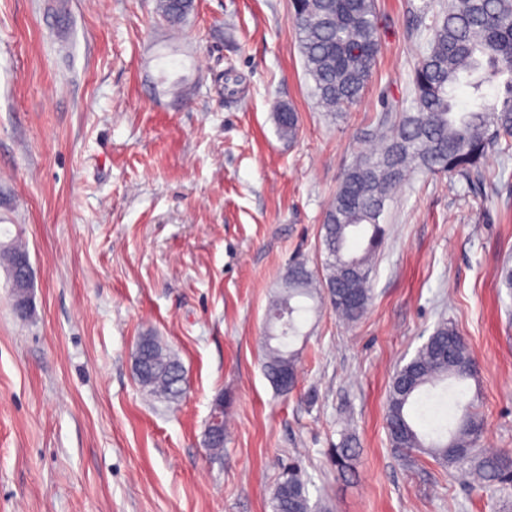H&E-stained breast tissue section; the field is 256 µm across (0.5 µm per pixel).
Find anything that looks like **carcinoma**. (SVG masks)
Segmentation results:
<instances>
[{
    "label": "carcinoma",
    "instance_id": "obj_1",
    "mask_svg": "<svg viewBox=\"0 0 512 512\" xmlns=\"http://www.w3.org/2000/svg\"><path fill=\"white\" fill-rule=\"evenodd\" d=\"M290 21L308 75L321 106L328 112L357 103L372 78L380 50L375 0H291ZM193 0H158V10L172 25L192 11ZM505 78L504 91L492 99L485 88ZM410 107L392 122L379 118L380 148L358 156L344 171L326 211L322 244L325 260L313 271L295 260L275 293L265 339L264 372L278 390L296 384L298 353L290 349L301 335L300 317L326 303L347 324L358 322L372 302V260L385 237L380 218L385 202L410 174L456 173L478 169L490 145L512 147V0H451L433 28L412 75ZM468 91L471 109L462 110L457 90ZM280 137L299 133L298 113L282 106L275 113ZM365 246L354 251L351 245ZM134 370L141 388L166 402L183 395L184 369L178 357L154 336L136 343ZM288 374L290 385L280 377ZM476 376L472 352L461 332L442 321L398 367L386 399L391 446L418 453L448 467L471 465L470 475L483 484L512 481V452L478 447L484 423L474 402L461 404L455 427L422 431L409 408L425 389ZM356 455L349 439L333 449L336 469L346 470ZM272 512H313L308 481L288 464L271 495Z\"/></svg>",
    "mask_w": 512,
    "mask_h": 512
}]
</instances>
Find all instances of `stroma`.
I'll list each match as a JSON object with an SVG mask.
<instances>
[{
  "label": "stroma",
  "instance_id": "stroma-1",
  "mask_svg": "<svg viewBox=\"0 0 512 512\" xmlns=\"http://www.w3.org/2000/svg\"><path fill=\"white\" fill-rule=\"evenodd\" d=\"M53 2L0 0V243L23 241L33 269L21 319L0 265V512H271L292 459L329 512H512V484L399 455L385 422L396 365L447 320L477 366L452 390L476 402L481 447L512 451V152L472 180L413 173L385 205L364 317L308 316L293 392L263 369L275 285L294 259L320 268L343 172L409 104L448 0H376L373 76L340 112L317 102L289 0H195L177 26L157 0H66L62 34ZM145 334L185 367L178 402L135 379ZM347 437L342 474L329 454ZM275 124L280 137L291 141L298 136L299 116L292 107H280L275 113Z\"/></svg>",
  "mask_w": 512,
  "mask_h": 512
}]
</instances>
